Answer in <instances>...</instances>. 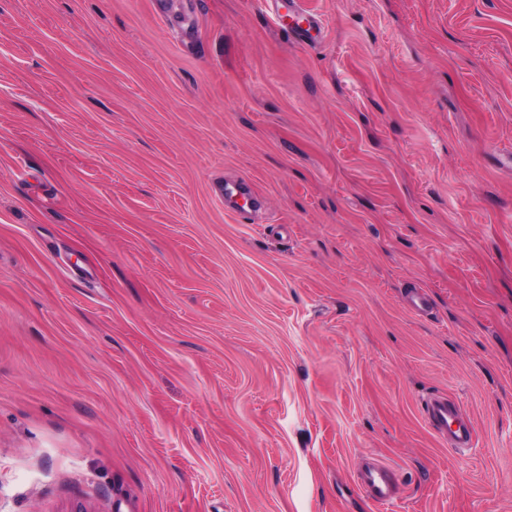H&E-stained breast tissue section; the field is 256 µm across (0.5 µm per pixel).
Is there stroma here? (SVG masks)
Masks as SVG:
<instances>
[{
	"instance_id": "1",
	"label": "stroma",
	"mask_w": 512,
	"mask_h": 512,
	"mask_svg": "<svg viewBox=\"0 0 512 512\" xmlns=\"http://www.w3.org/2000/svg\"><path fill=\"white\" fill-rule=\"evenodd\" d=\"M305 3L0 0V512H512V0ZM271 4H275L277 9L279 5H288V14L294 13L303 15L307 18V28H299L295 31V34L301 37L304 41L315 42L321 35V27L318 25L315 18L307 13L301 5L298 3L299 0H269ZM425 417L430 428L444 438H448L453 448H471L474 442V429L462 421L457 430L448 436V417H459V407L448 399L446 394H434L425 402ZM360 488L379 510H388L395 487L385 469L378 466L372 467L361 481Z\"/></svg>"
}]
</instances>
